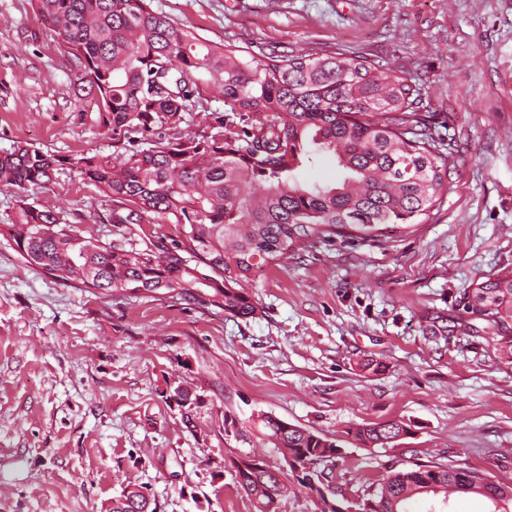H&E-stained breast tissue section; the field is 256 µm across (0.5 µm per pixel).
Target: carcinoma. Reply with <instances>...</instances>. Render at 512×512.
Here are the masks:
<instances>
[{
  "label": "carcinoma",
  "mask_w": 512,
  "mask_h": 512,
  "mask_svg": "<svg viewBox=\"0 0 512 512\" xmlns=\"http://www.w3.org/2000/svg\"><path fill=\"white\" fill-rule=\"evenodd\" d=\"M66 54L84 68L112 133L147 134L149 147L124 158L98 153L59 157L30 145L0 154V187L12 191L17 222L9 238L26 263L64 284L106 296L164 292L248 318L258 302L245 288L265 267L331 235L372 236L389 225L412 224L447 187L453 152L434 137L435 114L411 80L360 57L279 54L256 57L246 48L202 40L151 0H33ZM219 85L227 114L207 134L168 138L154 133L181 119L199 80ZM321 153L342 170L334 185L306 183L297 170ZM69 165L112 203L113 238L76 233L61 214L29 202V186L50 181ZM152 215L175 235L148 234ZM471 313L487 322L500 362L512 366V268L471 285ZM277 452L308 466L278 480L265 471L235 481L257 512H276L273 498L297 484L322 492L321 466L340 455L336 442L261 416ZM411 428L402 422L366 425L355 437L385 447ZM481 494L494 512H509L512 482L452 464L416 463L389 471L371 492L346 502L358 512H410L418 495ZM110 512H154L140 487L127 485Z\"/></svg>",
  "instance_id": "carcinoma-1"
}]
</instances>
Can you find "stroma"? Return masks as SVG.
<instances>
[{
    "label": "stroma",
    "mask_w": 512,
    "mask_h": 512,
    "mask_svg": "<svg viewBox=\"0 0 512 512\" xmlns=\"http://www.w3.org/2000/svg\"><path fill=\"white\" fill-rule=\"evenodd\" d=\"M205 40L366 58L411 76L454 146L448 187L414 224L314 240L260 272L259 312L233 317L157 297H104L55 282L0 234V512H108L129 484L156 512H256L229 457L279 454L251 425L267 414L336 440L331 482L353 500L392 469L436 461L512 480V368L486 337L431 338L466 318L468 291L512 267V0H152ZM83 72L31 0H0V152L66 157L146 148L113 135ZM224 112L204 85L165 136ZM81 235L112 237L110 203L76 170L31 186ZM372 357L384 371H365ZM182 386L190 414L167 401ZM247 425L229 440L225 418ZM402 420L386 448L352 430ZM412 512H491L474 493L423 496Z\"/></svg>",
    "instance_id": "35a3bbf8"
}]
</instances>
